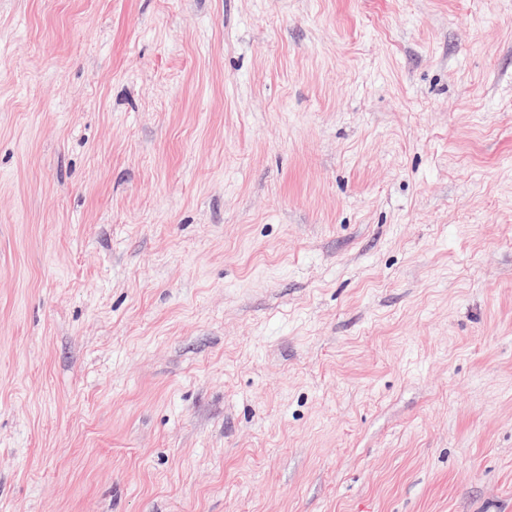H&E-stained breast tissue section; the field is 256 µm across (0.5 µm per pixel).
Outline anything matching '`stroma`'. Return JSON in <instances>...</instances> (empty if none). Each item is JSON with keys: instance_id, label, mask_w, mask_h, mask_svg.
<instances>
[{"instance_id": "35a3bbf8", "label": "stroma", "mask_w": 512, "mask_h": 512, "mask_svg": "<svg viewBox=\"0 0 512 512\" xmlns=\"http://www.w3.org/2000/svg\"><path fill=\"white\" fill-rule=\"evenodd\" d=\"M0 512H512V0H0Z\"/></svg>"}]
</instances>
